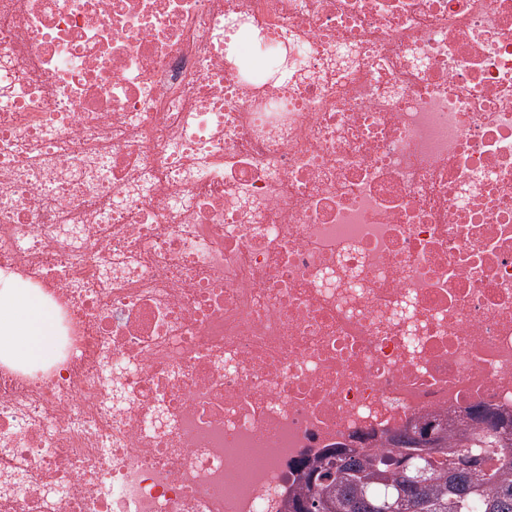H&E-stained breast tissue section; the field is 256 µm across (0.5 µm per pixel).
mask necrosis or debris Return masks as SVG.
I'll return each mask as SVG.
<instances>
[{"instance_id": "1", "label": "necrosis or debris", "mask_w": 512, "mask_h": 512, "mask_svg": "<svg viewBox=\"0 0 512 512\" xmlns=\"http://www.w3.org/2000/svg\"><path fill=\"white\" fill-rule=\"evenodd\" d=\"M0 284L58 336L0 512H285L512 412V0H0Z\"/></svg>"}]
</instances>
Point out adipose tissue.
Returning a JSON list of instances; mask_svg holds the SVG:
<instances>
[{"mask_svg": "<svg viewBox=\"0 0 512 512\" xmlns=\"http://www.w3.org/2000/svg\"><path fill=\"white\" fill-rule=\"evenodd\" d=\"M54 348L53 314L36 296L22 289L0 290V355L36 360Z\"/></svg>", "mask_w": 512, "mask_h": 512, "instance_id": "adipose-tissue-1", "label": "adipose tissue"}]
</instances>
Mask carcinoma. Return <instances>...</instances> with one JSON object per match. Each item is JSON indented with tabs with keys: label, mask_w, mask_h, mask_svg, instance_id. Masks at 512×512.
<instances>
[{
	"label": "carcinoma",
	"mask_w": 512,
	"mask_h": 512,
	"mask_svg": "<svg viewBox=\"0 0 512 512\" xmlns=\"http://www.w3.org/2000/svg\"><path fill=\"white\" fill-rule=\"evenodd\" d=\"M479 424L433 418L391 448L334 449L303 465L288 512H512V414L470 408Z\"/></svg>",
	"instance_id": "carcinoma-1"
}]
</instances>
